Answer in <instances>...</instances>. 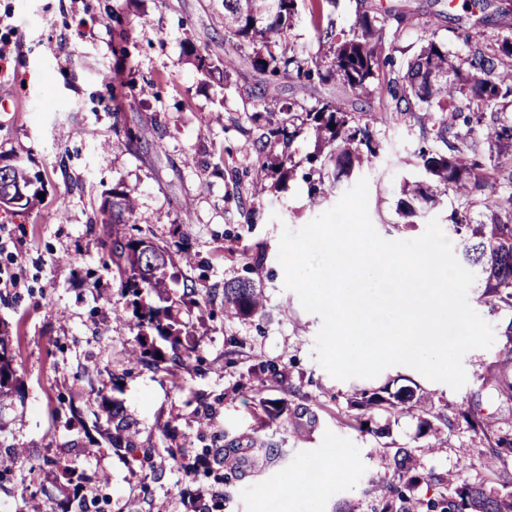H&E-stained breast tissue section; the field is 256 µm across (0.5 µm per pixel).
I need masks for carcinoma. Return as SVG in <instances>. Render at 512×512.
<instances>
[{"instance_id": "cac0c4a2", "label": "carcinoma", "mask_w": 512, "mask_h": 512, "mask_svg": "<svg viewBox=\"0 0 512 512\" xmlns=\"http://www.w3.org/2000/svg\"><path fill=\"white\" fill-rule=\"evenodd\" d=\"M297 15V0H224V38L237 49L242 45L253 47V68L272 77L296 74L299 78L324 80L337 76L355 93H373L389 98L388 112H439L441 117L434 124L435 142L442 144L433 150H421L419 159L427 178L452 194L458 207L448 216L452 226L454 246L463 260L479 269L481 298L491 309L512 313V124L495 121L483 125L484 115L477 110L478 103L512 102V36L495 35L488 44L481 46L463 58L453 60L448 55L447 44L435 39L427 40L419 53L407 63L405 72L378 82L381 65L386 60L384 29L385 19L368 11L360 15V33L343 37L336 33L333 24L318 27V41L329 45L332 58L324 65L318 54H303L288 46V37ZM467 127L482 126L483 136L492 155L490 166L497 175L508 181L511 190L497 196L485 194L491 174L475 158L476 145L467 141L456 130L457 121ZM307 125L317 143L315 155L308 162H320L331 171L332 179L322 178L312 183L311 196L323 197L337 188L343 179L355 170L373 163L379 157L380 143L375 139L370 124L351 116L344 105L337 101H325L305 111ZM299 128L268 123L259 139L253 141L258 159V172L273 167L288 177L294 171L290 155L283 151L267 163L265 148L274 140L287 146L291 144ZM10 180L29 185L22 209H31L42 202L41 191L35 185L41 182L38 174L14 166L0 167V182ZM409 200L404 202V213L413 216L434 200V191L421 181L412 183L407 190ZM486 209V220L473 223L472 209ZM136 199L131 190H114L102 203L104 224H134ZM112 263L121 278V295L125 302L112 308L113 319L123 320L135 331L130 358L136 364L146 366L156 373L169 375L176 367L185 368L196 349V328L180 323L170 307L151 304L145 296L161 293L163 275L167 268L180 260L191 264L193 256L182 244L176 250L159 247L144 236L131 234L114 238L109 246ZM224 312L237 318H253L264 314L263 289L250 278H242L224 284L222 294ZM504 336L506 343L500 358L494 365L483 369V383L492 384L499 391L512 393V319ZM8 324L0 329V403L13 394L18 378L13 366ZM260 392L264 383L283 384L288 376L285 368L270 364L255 374ZM124 377L109 375V384L97 392L94 405L95 421L87 427L79 421L83 437L77 447L61 448L58 456L44 463H30L31 483H36L44 466L57 469L63 482L56 486L58 494H50L44 485L31 491H23V501L28 512H104L108 503L102 493L109 485L104 475H88L77 466V460L89 453L94 443L90 429L104 432L111 446L127 452L140 465L151 464L155 449L145 448L139 442L138 422L123 403L111 398L104 390L120 386ZM350 407L359 411L354 418V428L362 434L379 436L383 429L378 426L374 412L382 409L389 414H416L419 419V435L435 437L442 428L450 429L454 423L447 415L435 410L432 399L412 387L395 391L389 386L362 389L352 396ZM262 410L270 419L281 417L287 410L285 400L263 399ZM458 417L466 425L470 440L490 448L480 460L486 469L497 465L507 466L512 457V431H505L488 416L470 409H459ZM264 425L254 429L252 435L242 439L225 433L215 435L211 442L224 439V447L261 448L274 451L278 443L263 433ZM24 450L11 448L0 451V480L11 475ZM463 464L455 473L443 479L419 472L410 451L400 448L392 458L384 459L395 472L407 475L406 486L390 485L379 497L374 512H512V494L500 495L492 489L471 484L461 478L462 470L470 468L466 445L459 447ZM224 458L218 450L209 446L201 448L194 461L182 464L185 472L214 476L217 483H224V475L214 471L213 464H222ZM422 481H435L446 486V492L437 497L415 499L405 493ZM193 512H224V496L213 495L209 500L199 499Z\"/></svg>"}]
</instances>
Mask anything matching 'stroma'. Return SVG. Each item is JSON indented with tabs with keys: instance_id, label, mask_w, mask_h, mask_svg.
<instances>
[{
	"instance_id": "35a3bbf8",
	"label": "stroma",
	"mask_w": 512,
	"mask_h": 512,
	"mask_svg": "<svg viewBox=\"0 0 512 512\" xmlns=\"http://www.w3.org/2000/svg\"><path fill=\"white\" fill-rule=\"evenodd\" d=\"M366 4L388 16L384 80L405 69L427 39L445 42L456 58L512 26V0H485L480 10L470 0H334L323 18L350 35ZM0 47V162L22 164L45 182L37 208L0 207V271L16 282L0 288V321L10 325L21 382L20 397L0 406V449L25 448L40 461L76 437L70 401L88 395L84 369L92 364L123 375L117 397L138 419L142 444L155 450L147 470L97 436L81 465L108 476L106 512L129 502L137 512H192L190 497L200 487L223 492L224 512H338L345 504L372 512L381 490L399 481L382 466L384 453L408 449L420 471L438 476L457 469V450L469 440L465 429L444 434V448L430 453L411 415L390 418L381 438L352 428L348 400L363 388L415 384L445 413L470 406L512 429V398L479 377L498 359L512 315L491 311L476 287L468 302L496 338L491 348L464 356L467 383L460 390L406 366L373 379L338 380L319 365L314 340L321 320L284 289L279 239L283 227L299 228L336 205L352 183L310 199L302 175L315 139L307 129L289 148L296 167L284 180L272 172L257 178V157L244 149L262 132L258 107L285 122L294 107L344 103L381 145L375 163L360 171L369 181L371 221L384 238L411 239L431 219L447 226L456 205L441 194L417 217L403 213V183L423 179L418 152L434 145L430 113L386 111L384 98L354 94L337 78L271 79L252 68L247 47L223 77L224 0H0ZM198 53L209 56L213 71L196 67ZM136 134L140 144H130ZM115 189L136 191L135 225H102L100 204ZM135 227L161 247L186 242L197 256L166 274L180 318L201 326L196 361L170 376L130 364L134 333L112 318L122 296L107 241ZM260 248L267 259L249 274L264 287V316L228 318L216 300L203 318L183 299L188 285L201 293L223 290L246 274L247 253ZM269 362L285 367L287 383L268 384L259 395L239 393L251 370ZM264 397L288 404L283 418L266 423L279 457L236 449L231 480L219 485L185 475L167 455V447L184 442L188 455L196 454L203 410L212 431L252 433ZM168 426L175 434L166 438ZM319 464L326 471L318 497H280L289 481Z\"/></svg>"
}]
</instances>
